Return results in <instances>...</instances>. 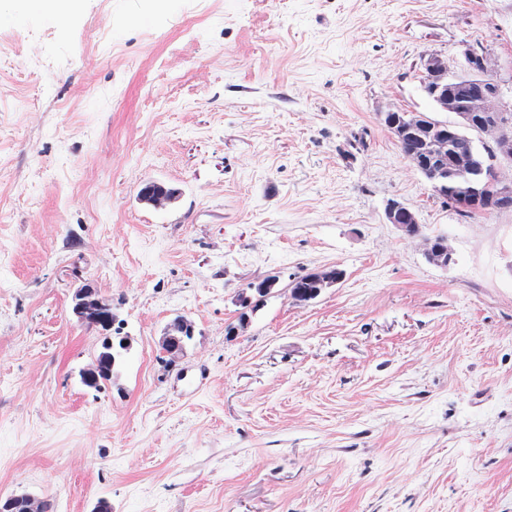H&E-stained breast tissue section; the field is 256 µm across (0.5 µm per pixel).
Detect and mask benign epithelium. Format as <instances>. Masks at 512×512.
Wrapping results in <instances>:
<instances>
[{
	"instance_id": "obj_1",
	"label": "benign epithelium",
	"mask_w": 512,
	"mask_h": 512,
	"mask_svg": "<svg viewBox=\"0 0 512 512\" xmlns=\"http://www.w3.org/2000/svg\"><path fill=\"white\" fill-rule=\"evenodd\" d=\"M459 62L455 73L449 70L447 60L435 54L425 56L421 65L424 93L435 99L437 111L454 114L453 125L431 124L423 113L404 109H388L379 114L380 121L398 147L409 145L402 155L420 174L439 185L450 181L458 186L454 195L445 197L456 212L475 216L490 210H512V101H507V90L492 73L486 51L465 44ZM458 130H474L491 141L493 157L488 165H477L468 151L448 152V138ZM138 198L156 207L175 199V194L160 182H147L141 185ZM384 220L411 238L410 225L419 223L415 209L398 198L387 200ZM423 245L432 265L446 268L454 262L447 240L425 236ZM301 281H312L324 289L341 283L331 266L294 278L289 287ZM71 312L78 322L97 329L106 345L114 346L112 300L91 282L83 281L72 289ZM192 335L194 323L185 316L176 317L162 338L164 353L172 359L179 357L186 337ZM17 504L23 512H43L42 502L23 493L1 496L0 512H10Z\"/></svg>"
}]
</instances>
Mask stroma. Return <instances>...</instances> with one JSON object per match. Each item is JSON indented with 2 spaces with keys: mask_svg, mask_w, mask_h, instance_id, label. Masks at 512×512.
<instances>
[{
  "mask_svg": "<svg viewBox=\"0 0 512 512\" xmlns=\"http://www.w3.org/2000/svg\"><path fill=\"white\" fill-rule=\"evenodd\" d=\"M464 43L512 81V0H0V496L512 512V210L460 221L378 119L433 111L421 59ZM148 181L177 199L141 205ZM393 197L453 264L384 223ZM84 280L129 342L98 391ZM434 236H423L425 256L431 264L440 268H447L454 262V252L448 245L447 237L443 234ZM443 238V239H440ZM301 281H313L323 289L332 288L342 282V279H337L333 274V266L323 267L303 275L298 279H292L288 288H294ZM194 335V323L185 316H177L162 338V349L171 359H176L186 347V336Z\"/></svg>",
  "mask_w": 512,
  "mask_h": 512,
  "instance_id": "stroma-1",
  "label": "stroma"
}]
</instances>
